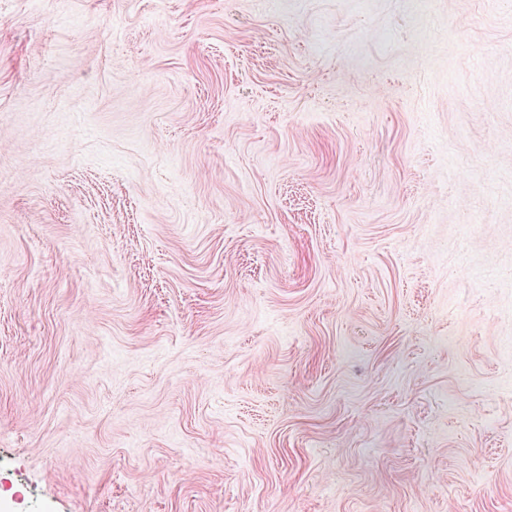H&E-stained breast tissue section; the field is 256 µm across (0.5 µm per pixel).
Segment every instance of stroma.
I'll list each match as a JSON object with an SVG mask.
<instances>
[{
	"label": "stroma",
	"instance_id": "1",
	"mask_svg": "<svg viewBox=\"0 0 512 512\" xmlns=\"http://www.w3.org/2000/svg\"><path fill=\"white\" fill-rule=\"evenodd\" d=\"M0 512H512V0H0Z\"/></svg>",
	"mask_w": 512,
	"mask_h": 512
}]
</instances>
